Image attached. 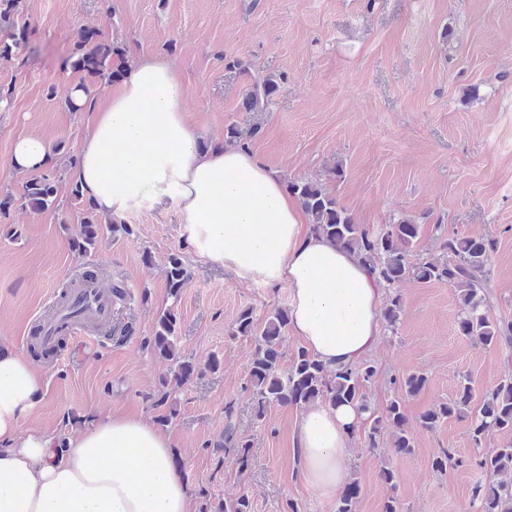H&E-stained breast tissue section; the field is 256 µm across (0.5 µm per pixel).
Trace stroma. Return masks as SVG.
<instances>
[{
  "instance_id": "35a3bbf8",
  "label": "stroma",
  "mask_w": 512,
  "mask_h": 512,
  "mask_svg": "<svg viewBox=\"0 0 512 512\" xmlns=\"http://www.w3.org/2000/svg\"><path fill=\"white\" fill-rule=\"evenodd\" d=\"M96 31L126 61L161 56L175 63L185 86L190 125L206 145L228 126L251 133L250 147L283 179L323 184L356 223L370 228L414 219L421 232L412 261L440 257L442 236L494 239L487 288L490 314L512 322V0H21L13 41L0 60V338L30 353L29 332L48 315L85 267L103 286L118 282L113 333L65 339L60 357L36 360L43 395L22 431L77 432L100 411L141 415L162 424L190 491V512L247 495L252 512H330L300 480L293 434L299 408L269 406L256 419L249 379L253 341L233 335L241 310L263 323L288 304V291L240 281L190 256L180 217L168 202L127 212L132 236L103 234L88 253L74 250L88 199L70 194L88 111L69 110L72 87L93 96L112 83L89 78L71 59L80 30ZM242 59L245 72L224 62ZM276 78L267 109L248 112L242 100L254 82ZM36 134L55 161L44 170L57 201L43 211L23 197L29 175L11 168L15 140ZM342 164V178L331 169ZM183 255L191 278L176 305L178 342L201 367L177 393V409L156 406L168 363L146 341L172 306L165 280L169 254ZM396 332H384L370 360L372 406L396 396L389 380L423 373L428 383L406 398L414 451L367 447L356 437L346 469L361 485L356 512H383L396 498L401 512H470L477 472L435 471L442 450L467 457L474 448L466 422L420 427L427 408L448 402L461 375L484 392L512 374V344L489 349L458 332L459 300L445 283L403 282ZM218 369H207L210 359ZM238 434L251 443L248 468L215 444L224 434L226 404ZM396 474L395 487L379 477Z\"/></svg>"
}]
</instances>
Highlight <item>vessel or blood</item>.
<instances>
[{
	"label": "vessel or blood",
	"mask_w": 512,
	"mask_h": 512,
	"mask_svg": "<svg viewBox=\"0 0 512 512\" xmlns=\"http://www.w3.org/2000/svg\"><path fill=\"white\" fill-rule=\"evenodd\" d=\"M116 303L111 292L103 290L99 281H81L66 304L57 306L54 314L39 323L41 346L53 349L61 337L74 339L87 334L88 325L108 326Z\"/></svg>",
	"instance_id": "1"
}]
</instances>
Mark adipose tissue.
<instances>
[{"instance_id":"1","label":"adipose tissue","mask_w":512,"mask_h":512,"mask_svg":"<svg viewBox=\"0 0 512 512\" xmlns=\"http://www.w3.org/2000/svg\"><path fill=\"white\" fill-rule=\"evenodd\" d=\"M185 90L162 58L127 65L86 128L74 180L104 216L144 202L175 204L199 260L288 291L289 330L329 368L354 365L382 336L384 288L348 251L313 234L279 173L250 149L201 150ZM42 398V374L0 346V512H189L188 486L155 425L97 413L78 434L21 433ZM360 417L325 402L301 411V479L323 504L345 480Z\"/></svg>"}]
</instances>
